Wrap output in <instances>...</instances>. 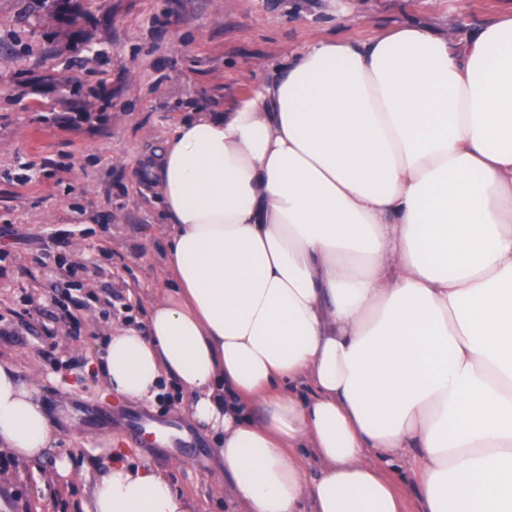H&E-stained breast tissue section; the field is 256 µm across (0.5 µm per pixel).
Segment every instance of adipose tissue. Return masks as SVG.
Returning <instances> with one entry per match:
<instances>
[{"label": "adipose tissue", "instance_id": "1", "mask_svg": "<svg viewBox=\"0 0 512 512\" xmlns=\"http://www.w3.org/2000/svg\"><path fill=\"white\" fill-rule=\"evenodd\" d=\"M146 173L172 286L113 327L109 390L187 391L247 512H402L379 465L409 449L423 512H512V12L307 45L235 111L181 120ZM35 394L0 364L20 459L54 438ZM92 512L193 510L115 447Z\"/></svg>", "mask_w": 512, "mask_h": 512}]
</instances>
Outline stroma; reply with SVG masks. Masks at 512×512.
Returning a JSON list of instances; mask_svg holds the SVG:
<instances>
[{
    "label": "stroma",
    "instance_id": "35a3bbf8",
    "mask_svg": "<svg viewBox=\"0 0 512 512\" xmlns=\"http://www.w3.org/2000/svg\"><path fill=\"white\" fill-rule=\"evenodd\" d=\"M505 11L512 0H0V362L35 381L55 427L36 460L0 451V512H91L110 440L199 512H245L181 389L135 402L97 372L112 327L145 321L168 282L157 195L135 158L189 112L247 101L304 45L411 22L465 33ZM82 404L109 414L87 420Z\"/></svg>",
    "mask_w": 512,
    "mask_h": 512
}]
</instances>
